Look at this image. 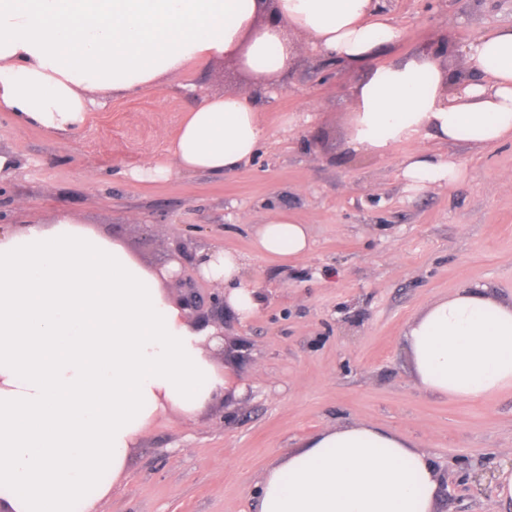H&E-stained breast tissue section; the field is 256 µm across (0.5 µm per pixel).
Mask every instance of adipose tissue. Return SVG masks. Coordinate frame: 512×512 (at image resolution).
Wrapping results in <instances>:
<instances>
[{"mask_svg":"<svg viewBox=\"0 0 512 512\" xmlns=\"http://www.w3.org/2000/svg\"><path fill=\"white\" fill-rule=\"evenodd\" d=\"M328 61L365 69L353 93L350 146L382 156L413 144L400 177L421 194L464 172L432 143L512 139V27L466 47L464 83L427 55L371 66L401 33L376 0H0V111L14 125L67 135L98 94L159 91L193 62L238 59L257 88L289 70L291 33ZM259 96L206 97L173 139V166L139 181L223 175L268 139ZM255 251L308 253L310 228L270 212ZM244 258L206 252L202 277L241 320L262 295ZM167 298L161 276L117 241L68 216L0 230V512H99L131 467L144 430L167 412L193 420L233 379ZM417 385L480 401L512 391V301L473 285L431 301L404 331ZM440 477L404 434L369 422L322 429L264 472L258 512H435Z\"/></svg>","mask_w":512,"mask_h":512,"instance_id":"obj_1","label":"adipose tissue"}]
</instances>
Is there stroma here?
Listing matches in <instances>:
<instances>
[{
	"mask_svg": "<svg viewBox=\"0 0 512 512\" xmlns=\"http://www.w3.org/2000/svg\"><path fill=\"white\" fill-rule=\"evenodd\" d=\"M400 40L381 66L425 53L450 34L448 67L464 47L512 25V0H380ZM288 75L262 94L270 139L235 172L139 182L128 173L171 161L169 143L204 95L246 91L234 59L191 63L163 92L98 95L72 135L12 126L0 112V153L20 166L0 182V226L65 214L162 266L177 242L242 254L263 303L249 320L224 314L217 365L237 387L195 421L168 413L143 433L128 476L100 512H256L265 469L326 427L370 422L426 449L441 476L437 512H512L477 475L512 465V392L478 402L415 384L407 321L429 302L482 284L512 299V140L487 149L441 146L462 167L453 186L411 197L399 178L411 147L384 156L349 146L362 71H317L320 53L296 36ZM283 210L309 225V253L283 262L254 252L258 224Z\"/></svg>",
	"mask_w": 512,
	"mask_h": 512,
	"instance_id": "obj_1",
	"label": "stroma"
}]
</instances>
